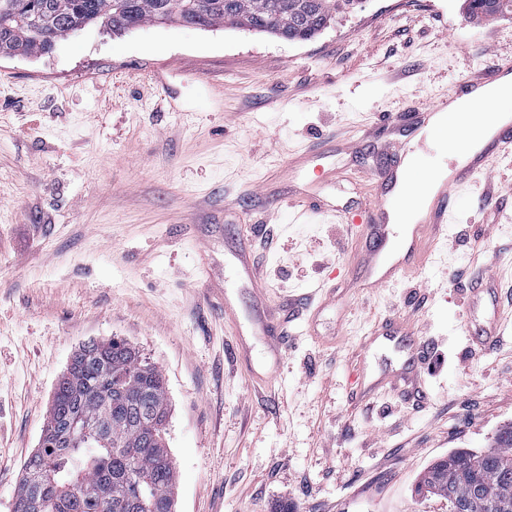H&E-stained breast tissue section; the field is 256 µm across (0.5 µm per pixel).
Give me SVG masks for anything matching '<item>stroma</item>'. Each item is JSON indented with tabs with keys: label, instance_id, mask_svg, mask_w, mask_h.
Listing matches in <instances>:
<instances>
[{
	"label": "stroma",
	"instance_id": "obj_1",
	"mask_svg": "<svg viewBox=\"0 0 512 512\" xmlns=\"http://www.w3.org/2000/svg\"><path fill=\"white\" fill-rule=\"evenodd\" d=\"M509 59L512 18L464 0H362L304 42L88 26L0 57V512L71 356L111 338L165 378L175 512H448L417 482L512 425V356L475 349L468 308L480 273L500 301L512 280V154L457 190L421 271L369 294L367 242L322 213L380 194V115ZM330 137L335 157L291 166ZM396 371L412 385L357 395Z\"/></svg>",
	"mask_w": 512,
	"mask_h": 512
}]
</instances>
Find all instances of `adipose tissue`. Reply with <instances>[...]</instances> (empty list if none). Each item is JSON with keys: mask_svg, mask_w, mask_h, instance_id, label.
<instances>
[{"mask_svg": "<svg viewBox=\"0 0 512 512\" xmlns=\"http://www.w3.org/2000/svg\"><path fill=\"white\" fill-rule=\"evenodd\" d=\"M512 120V77L500 79L494 86L484 87L476 92L455 100L447 111L438 113L428 125L429 135L445 134L449 125L464 122L467 134L463 141L452 140L448 143L450 152L460 148L477 149L492 135L499 125ZM417 165L416 155H408L399 174L396 194L412 196L420 200L417 208H397L392 212V221L396 224L409 225L422 219L424 202L430 201L439 185L448 178V170L434 172L425 179L414 177Z\"/></svg>", "mask_w": 512, "mask_h": 512, "instance_id": "obj_1", "label": "adipose tissue"}]
</instances>
